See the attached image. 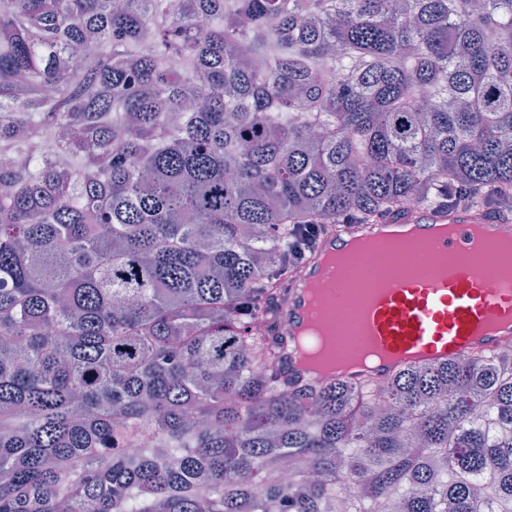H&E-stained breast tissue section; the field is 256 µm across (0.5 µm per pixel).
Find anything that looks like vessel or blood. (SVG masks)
<instances>
[{"mask_svg": "<svg viewBox=\"0 0 512 512\" xmlns=\"http://www.w3.org/2000/svg\"><path fill=\"white\" fill-rule=\"evenodd\" d=\"M425 217L436 224H453V234L440 244L442 252L452 254L470 251L471 227L485 219L484 213L470 209L417 208L405 218L390 220L388 226L397 229ZM358 230L355 224H337L295 271L288 295L289 329H296L306 315L302 284L316 272L321 254ZM407 258L414 263L415 274L392 280L369 255L357 254L345 262L346 273L362 276L370 288L360 307V334L383 358L379 366L350 374V382L376 381L413 364L457 361L512 343V285L502 288L492 283L490 271L477 262L443 272L432 251L417 244L410 245Z\"/></svg>", "mask_w": 512, "mask_h": 512, "instance_id": "vessel-or-blood-1", "label": "vessel or blood"}]
</instances>
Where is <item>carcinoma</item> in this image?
I'll list each match as a JSON object with an SVG mask.
<instances>
[{"label": "carcinoma", "mask_w": 512, "mask_h": 512, "mask_svg": "<svg viewBox=\"0 0 512 512\" xmlns=\"http://www.w3.org/2000/svg\"><path fill=\"white\" fill-rule=\"evenodd\" d=\"M13 155L0 512H512V359L290 382L267 327L305 224L512 212V0H0Z\"/></svg>", "instance_id": "cac0c4a2"}]
</instances>
